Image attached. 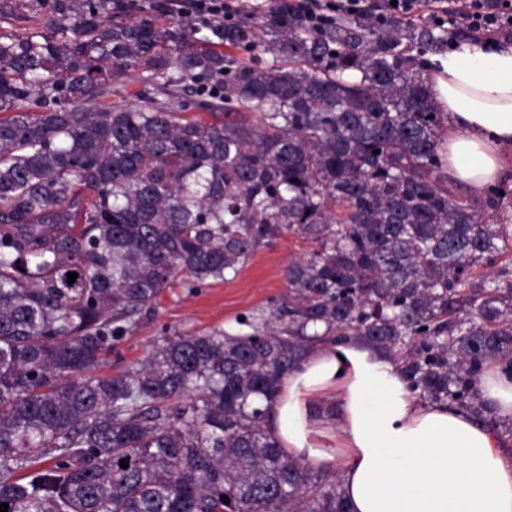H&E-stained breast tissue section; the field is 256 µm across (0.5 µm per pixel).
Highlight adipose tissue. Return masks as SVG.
I'll return each mask as SVG.
<instances>
[{"label":"adipose tissue","instance_id":"obj_1","mask_svg":"<svg viewBox=\"0 0 512 512\" xmlns=\"http://www.w3.org/2000/svg\"><path fill=\"white\" fill-rule=\"evenodd\" d=\"M446 117L448 183L476 191L512 163V42L429 59ZM477 388L512 420V379L483 368ZM266 429L282 452L337 472L351 512H512V453L470 411L423 401L395 359L357 338L308 347L283 376Z\"/></svg>","mask_w":512,"mask_h":512}]
</instances>
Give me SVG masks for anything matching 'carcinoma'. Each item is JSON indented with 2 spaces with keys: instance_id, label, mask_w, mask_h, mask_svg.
Masks as SVG:
<instances>
[{
  "instance_id": "1",
  "label": "carcinoma",
  "mask_w": 512,
  "mask_h": 512,
  "mask_svg": "<svg viewBox=\"0 0 512 512\" xmlns=\"http://www.w3.org/2000/svg\"><path fill=\"white\" fill-rule=\"evenodd\" d=\"M36 3L43 31L0 33L8 512H349L338 478L265 428L321 334L385 350L423 397L483 416L485 359L512 379V264L497 263L512 188L448 187L421 78L448 29L317 22L283 0L206 28L160 25L164 0ZM129 70L166 99L99 104ZM199 107L224 121L187 116ZM286 232L311 248L271 318L92 374L177 278L224 281Z\"/></svg>"
}]
</instances>
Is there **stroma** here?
<instances>
[{"label":"stroma","instance_id":"1","mask_svg":"<svg viewBox=\"0 0 512 512\" xmlns=\"http://www.w3.org/2000/svg\"><path fill=\"white\" fill-rule=\"evenodd\" d=\"M309 249V244L286 235L258 249L234 279L210 280L195 288L173 283L160 294L152 311L141 316L137 328L101 355L96 375L111 377L137 366L173 334H199L214 328L229 334L246 332L244 318H268L274 300L286 291L288 264Z\"/></svg>","mask_w":512,"mask_h":512}]
</instances>
